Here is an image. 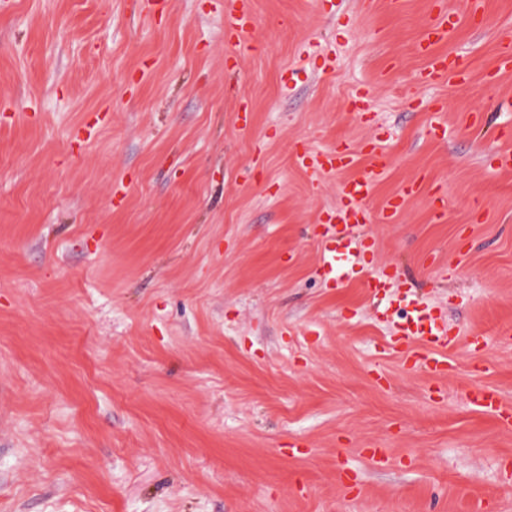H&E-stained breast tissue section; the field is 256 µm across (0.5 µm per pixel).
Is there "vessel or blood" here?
Listing matches in <instances>:
<instances>
[{"mask_svg": "<svg viewBox=\"0 0 512 512\" xmlns=\"http://www.w3.org/2000/svg\"><path fill=\"white\" fill-rule=\"evenodd\" d=\"M457 27L454 14L448 10L432 11L427 26L416 43L418 52L426 57L427 65L421 72L422 83L464 81L463 69L458 59L443 52L442 46L451 38ZM253 32V19L246 0H229L224 10V34L237 48L247 47ZM367 155L371 164L361 173H354L358 154ZM322 170L335 172L351 170V177L340 188L343 201L333 223L323 225L318 244L319 270L325 279L341 282L363 273L367 260L357 232L368 220L363 204L373 192L385 167L383 151L379 144L368 142L361 148L346 145L324 155ZM363 284L369 294L383 302L382 315L392 312L393 302L389 290L394 281L383 277H365ZM402 339L408 342L425 341L420 357L435 374H447L451 368L448 349L451 345L447 330L430 313L417 310L398 326ZM470 403L479 410L495 413L504 428L512 427V410L504 408L497 392L477 388L469 395Z\"/></svg>", "mask_w": 512, "mask_h": 512, "instance_id": "1", "label": "vessel or blood"}]
</instances>
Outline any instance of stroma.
<instances>
[{
	"instance_id": "stroma-1",
	"label": "stroma",
	"mask_w": 512,
	"mask_h": 512,
	"mask_svg": "<svg viewBox=\"0 0 512 512\" xmlns=\"http://www.w3.org/2000/svg\"><path fill=\"white\" fill-rule=\"evenodd\" d=\"M431 2L252 0L239 51L225 0H0V512H512L467 402L512 408V0H446L468 81L425 87ZM376 136L372 211L428 187L364 229L388 323L318 271L347 172L295 163ZM418 304L446 376L395 338ZM394 282V277H367L366 279H363V284L367 291L369 292V294H371L374 298L381 299L378 305V310L383 317L392 314L393 301L389 297V288H396L394 286ZM381 305L382 308L380 309ZM470 404L481 411L495 413L506 429L512 426V410L505 409L497 392L490 389L477 388L470 392Z\"/></svg>"
}]
</instances>
